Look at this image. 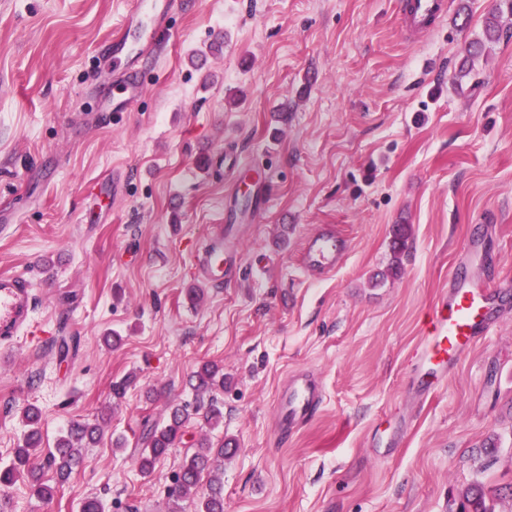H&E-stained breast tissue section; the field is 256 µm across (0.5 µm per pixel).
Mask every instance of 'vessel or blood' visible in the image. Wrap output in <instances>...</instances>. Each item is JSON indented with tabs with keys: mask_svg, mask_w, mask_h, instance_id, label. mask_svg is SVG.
I'll return each mask as SVG.
<instances>
[{
	"mask_svg": "<svg viewBox=\"0 0 512 512\" xmlns=\"http://www.w3.org/2000/svg\"><path fill=\"white\" fill-rule=\"evenodd\" d=\"M194 0H132L126 20L112 40V57L126 67L112 81L111 92L99 102L111 112L128 111L145 87L142 62L171 37L168 19L173 10H192ZM448 12L447 0H405L403 14L411 35L430 31ZM347 243L324 229L308 237L303 264L332 271ZM195 274L209 285H219L236 274L225 250L223 234L208 238L195 255ZM512 293L492 291L484 283L455 271L448 281V300L435 311L415 352V367L422 391L445 382L464 355L496 327L497 310ZM35 295L27 278L0 275V346H8L21 329L30 327ZM324 401L323 389L313 376L300 374L287 380L275 397L276 426L285 434L310 421Z\"/></svg>",
	"mask_w": 512,
	"mask_h": 512,
	"instance_id": "obj_1",
	"label": "vessel or blood"
}]
</instances>
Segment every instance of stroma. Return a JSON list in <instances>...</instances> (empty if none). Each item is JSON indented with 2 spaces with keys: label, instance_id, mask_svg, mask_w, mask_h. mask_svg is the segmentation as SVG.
Returning <instances> with one entry per match:
<instances>
[{
  "label": "stroma",
  "instance_id": "stroma-1",
  "mask_svg": "<svg viewBox=\"0 0 512 512\" xmlns=\"http://www.w3.org/2000/svg\"><path fill=\"white\" fill-rule=\"evenodd\" d=\"M401 2L196 0L173 13L149 86L117 122L98 109L112 74L98 51L127 0H0V274L32 282L38 325L0 347V466L36 406L31 466L55 486L41 499L20 476L4 491L12 512H79L88 497L169 512L204 438L237 447L222 462L224 512H456L467 484L512 485V307L434 392L421 395L414 367L453 267L512 285V14L460 79L496 0H448L414 39ZM259 172L261 211L248 189ZM229 211L236 276L189 301L195 251ZM325 224L351 247L323 276L301 259ZM396 224L410 227L397 259ZM473 234L483 258L466 248ZM68 336L80 343L63 362ZM205 362L224 367L223 423L191 420L142 474L144 423L191 401ZM308 372L323 405L281 440L274 394ZM77 421L101 438L58 486L46 458Z\"/></svg>",
  "mask_w": 512,
  "mask_h": 512
}]
</instances>
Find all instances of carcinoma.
<instances>
[{
    "mask_svg": "<svg viewBox=\"0 0 512 512\" xmlns=\"http://www.w3.org/2000/svg\"><path fill=\"white\" fill-rule=\"evenodd\" d=\"M501 8L492 9L484 20L483 39L468 43L465 55L459 64V76L464 77L473 69V58L478 56L485 43L496 42L501 36ZM189 387L195 392V404H177L170 408L167 423L154 427L149 432V447L142 450L137 459L138 468L150 472L156 461L165 455L175 442L181 439L186 423L195 415H202L205 424L216 427L224 418V405L211 396L214 389L224 387V369L213 363H204L188 379ZM24 419L30 429L25 436L24 445L15 449L14 462L0 467V488L11 486L20 474V468L27 464L30 451L40 447L42 442L38 424L41 413L35 406L24 411ZM99 428L89 423L77 422L66 434L58 439L53 451L49 453V464L55 468L57 480L65 482L82 463L81 450L97 443ZM221 444L214 448L207 441L198 443V448L185 460L174 478L170 498L177 502L198 488L202 475H208L206 492L200 496L199 512H224L223 474L210 471L213 456H224ZM462 512H495V501L507 496L512 498V486L508 489L493 488L482 482L472 483L459 492Z\"/></svg>",
    "mask_w": 512,
    "mask_h": 512,
    "instance_id": "carcinoma-1",
    "label": "carcinoma"
}]
</instances>
